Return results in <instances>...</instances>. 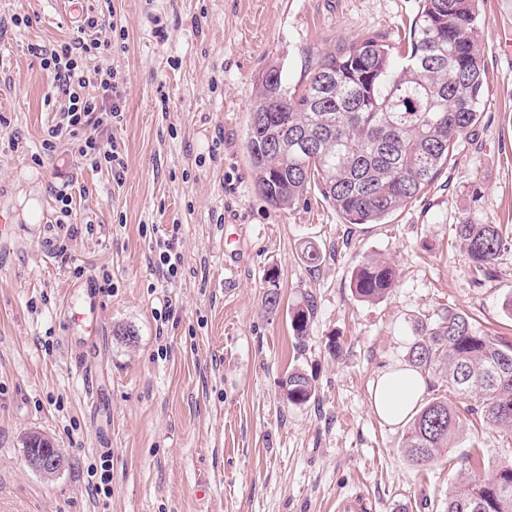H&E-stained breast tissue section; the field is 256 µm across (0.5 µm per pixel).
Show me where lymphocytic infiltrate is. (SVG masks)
Returning a JSON list of instances; mask_svg holds the SVG:
<instances>
[{"instance_id": "obj_1", "label": "lymphocytic infiltrate", "mask_w": 512, "mask_h": 512, "mask_svg": "<svg viewBox=\"0 0 512 512\" xmlns=\"http://www.w3.org/2000/svg\"><path fill=\"white\" fill-rule=\"evenodd\" d=\"M105 21L88 18L78 26V35L70 42L45 49L41 52V66L48 71L61 90L67 102L61 110V121L51 127L43 141L45 150L55 148V140L63 129L84 131L85 137L78 141L74 149L83 164L98 169L108 167L114 181H121L123 168L117 167L118 153L112 143V127L122 120L118 102L122 96L116 74L109 68H98L87 72L83 65L85 54L108 50L109 40L86 37V29L105 28ZM102 89V96L92 95V88Z\"/></svg>"}]
</instances>
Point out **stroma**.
Instances as JSON below:
<instances>
[{
  "instance_id": "1",
  "label": "stroma",
  "mask_w": 512,
  "mask_h": 512,
  "mask_svg": "<svg viewBox=\"0 0 512 512\" xmlns=\"http://www.w3.org/2000/svg\"><path fill=\"white\" fill-rule=\"evenodd\" d=\"M419 0H0V211L21 231L0 240V512H445L467 454L512 460V432L468 399L455 448L426 469L403 448L406 423L382 420L372 385L407 362L418 324L443 308L512 342V251L475 283L459 219L512 225V0H481L488 90L474 136L423 197L382 224L342 223L319 192L273 210L255 191L246 139L254 81L279 64L289 87L313 60L367 32L396 42ZM116 24L107 57L123 84L112 138L124 178L80 164L72 139L41 148L62 101L40 65L75 38L82 14ZM21 25H14V18ZM73 195L65 252L53 241L55 192ZM35 193L36 223L20 197ZM238 251H224L228 236ZM183 263L159 269L157 240ZM317 247L318 267L302 260ZM393 262L384 299L357 300L352 271ZM281 304L264 305L267 270ZM94 278L103 332L94 353L67 346L64 297ZM313 299L304 342L288 309ZM134 329L133 341L115 335ZM341 345L330 355L328 338ZM312 374L304 406L283 398L288 370ZM49 435L67 457L47 477L22 439ZM108 462L109 494L97 493Z\"/></svg>"
}]
</instances>
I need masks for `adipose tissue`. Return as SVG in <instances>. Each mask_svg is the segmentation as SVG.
Returning <instances> with one entry per match:
<instances>
[{
  "label": "adipose tissue",
  "mask_w": 512,
  "mask_h": 512,
  "mask_svg": "<svg viewBox=\"0 0 512 512\" xmlns=\"http://www.w3.org/2000/svg\"><path fill=\"white\" fill-rule=\"evenodd\" d=\"M424 393L423 378L410 367L396 366L375 383L373 407L385 421L397 423L410 415Z\"/></svg>",
  "instance_id": "obj_1"
}]
</instances>
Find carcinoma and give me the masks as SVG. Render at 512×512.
Here are the masks:
<instances>
[{
  "label": "carcinoma",
  "mask_w": 512,
  "mask_h": 512,
  "mask_svg": "<svg viewBox=\"0 0 512 512\" xmlns=\"http://www.w3.org/2000/svg\"><path fill=\"white\" fill-rule=\"evenodd\" d=\"M480 0H420L404 42L368 33L321 56L308 83L290 90L280 66L262 71L254 90L246 150L256 191L287 209L315 188L345 224H381L420 197L448 166L458 143L482 118L487 64L478 39ZM336 75L331 82L319 73ZM477 282L494 277L512 233L501 224H455ZM397 269L380 257L361 260L351 288L375 302L394 288ZM265 305L280 304L277 278L265 277ZM314 316L305 302L289 311L293 335L307 336ZM420 374L443 364L459 398L482 399L481 417L512 431V344L476 332L452 309L421 325L409 351ZM288 403L316 397L314 379L293 369L282 380ZM459 411L435 398L410 420L404 447L418 468L451 447ZM470 473L448 492L446 512H512V463L484 468L467 455Z\"/></svg>",
  "instance_id": "1"
}]
</instances>
